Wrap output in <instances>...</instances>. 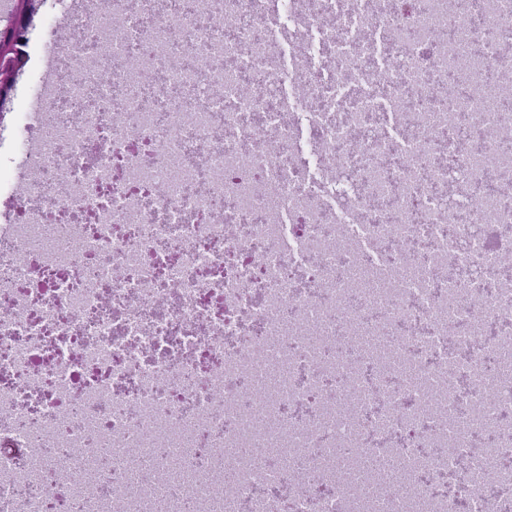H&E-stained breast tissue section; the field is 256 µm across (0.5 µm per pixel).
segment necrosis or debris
Returning a JSON list of instances; mask_svg holds the SVG:
<instances>
[{
	"instance_id": "obj_1",
	"label": "necrosis or debris",
	"mask_w": 512,
	"mask_h": 512,
	"mask_svg": "<svg viewBox=\"0 0 512 512\" xmlns=\"http://www.w3.org/2000/svg\"><path fill=\"white\" fill-rule=\"evenodd\" d=\"M0 225V512H512L505 0H112ZM361 81L389 104L331 98ZM408 149L394 151L392 133ZM472 348L449 357V335ZM493 497L450 448L472 447Z\"/></svg>"
}]
</instances>
